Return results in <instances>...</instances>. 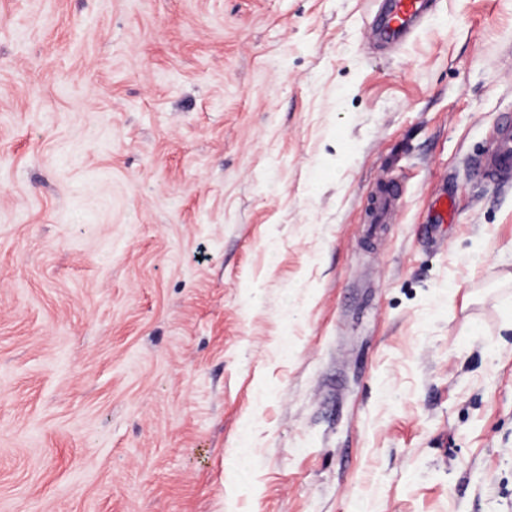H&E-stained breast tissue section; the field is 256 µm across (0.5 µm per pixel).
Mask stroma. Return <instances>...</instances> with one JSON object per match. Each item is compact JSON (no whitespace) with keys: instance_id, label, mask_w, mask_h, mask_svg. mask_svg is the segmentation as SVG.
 Segmentation results:
<instances>
[{"instance_id":"1","label":"stroma","mask_w":512,"mask_h":512,"mask_svg":"<svg viewBox=\"0 0 512 512\" xmlns=\"http://www.w3.org/2000/svg\"><path fill=\"white\" fill-rule=\"evenodd\" d=\"M371 3L0 0V512H512V0ZM436 0H383L374 18V34L386 44H399L414 35L433 11ZM481 177L487 182L503 183L512 176V126L503 131L495 152L478 163ZM398 199V191L394 183L380 181L377 186L376 201L369 214L370 223L385 224L388 222Z\"/></svg>"}]
</instances>
